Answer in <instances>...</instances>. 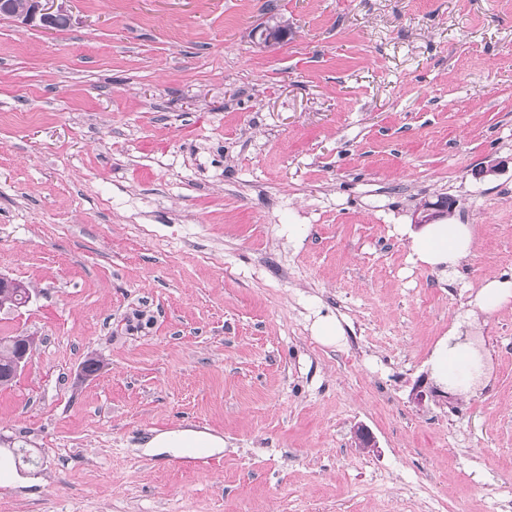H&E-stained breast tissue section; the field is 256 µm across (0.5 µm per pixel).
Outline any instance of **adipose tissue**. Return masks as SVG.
<instances>
[{
  "instance_id": "obj_1",
  "label": "adipose tissue",
  "mask_w": 512,
  "mask_h": 512,
  "mask_svg": "<svg viewBox=\"0 0 512 512\" xmlns=\"http://www.w3.org/2000/svg\"><path fill=\"white\" fill-rule=\"evenodd\" d=\"M401 232L407 236L416 261L451 273L474 249L475 229L470 224H427L417 229L406 224ZM482 368L462 337L454 335L437 348L431 359L436 379L463 394ZM145 448L151 453H176L183 448H203L214 453L223 451L224 438L208 430L176 429L155 434Z\"/></svg>"
}]
</instances>
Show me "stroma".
<instances>
[{"label":"stroma","mask_w":512,"mask_h":512,"mask_svg":"<svg viewBox=\"0 0 512 512\" xmlns=\"http://www.w3.org/2000/svg\"><path fill=\"white\" fill-rule=\"evenodd\" d=\"M267 1L0 17V274L31 291L0 336L35 339L0 387V512L512 500V302L473 304L512 277V0ZM440 196L477 227L454 277L396 230ZM452 330L483 370L416 402ZM177 428L221 434L215 464L144 452ZM512 301V280L492 279L483 282L475 296L476 305L485 312H491Z\"/></svg>","instance_id":"35a3bbf8"}]
</instances>
